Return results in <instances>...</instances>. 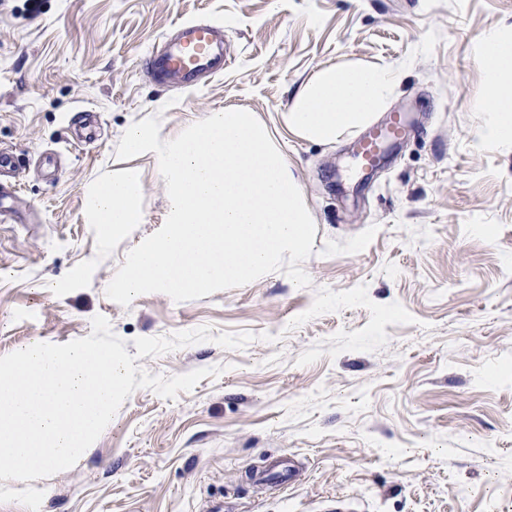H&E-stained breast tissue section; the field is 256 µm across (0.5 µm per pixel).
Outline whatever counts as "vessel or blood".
I'll return each instance as SVG.
<instances>
[{
	"mask_svg": "<svg viewBox=\"0 0 512 512\" xmlns=\"http://www.w3.org/2000/svg\"><path fill=\"white\" fill-rule=\"evenodd\" d=\"M146 68L162 83L183 86L196 84L200 75L212 76L224 71L223 31L221 27L204 22H185L178 26L163 50L150 55ZM405 128L401 119H393L359 143L363 166H373L386 139L398 137Z\"/></svg>",
	"mask_w": 512,
	"mask_h": 512,
	"instance_id": "1",
	"label": "vessel or blood"
}]
</instances>
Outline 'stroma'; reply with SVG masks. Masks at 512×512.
<instances>
[{
	"label": "stroma",
	"mask_w": 512,
	"mask_h": 512,
	"mask_svg": "<svg viewBox=\"0 0 512 512\" xmlns=\"http://www.w3.org/2000/svg\"><path fill=\"white\" fill-rule=\"evenodd\" d=\"M224 30L221 76L185 88L141 65L174 26ZM512 38V0H0V146L18 161L20 221L0 223V356L62 344L106 317L138 337L201 326L211 340L137 364L170 377L222 367L176 399L141 388L70 469L0 481V512H512V140L494 122L482 41ZM392 70L373 118L411 125L370 178L335 144L280 121L321 66ZM243 107L275 132L314 219L311 284L284 272L174 302L106 289L158 231L167 191L153 154L118 160L126 130L160 139L204 111ZM126 169L143 223L94 224L90 194ZM248 332L241 349L215 338Z\"/></svg>",
	"instance_id": "1"
}]
</instances>
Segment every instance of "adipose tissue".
<instances>
[{
    "label": "adipose tissue",
    "mask_w": 512,
    "mask_h": 512,
    "mask_svg": "<svg viewBox=\"0 0 512 512\" xmlns=\"http://www.w3.org/2000/svg\"><path fill=\"white\" fill-rule=\"evenodd\" d=\"M480 59L497 118L480 127L478 136L486 142L511 138L512 39L498 32L486 35ZM392 91L393 80L387 70L360 65L324 66L302 85L282 118L298 136L333 144L368 123ZM141 189L139 176L131 169L99 184L90 199L96 222L114 234L127 225L141 223L137 205Z\"/></svg>",
    "instance_id": "adipose-tissue-1"
}]
</instances>
